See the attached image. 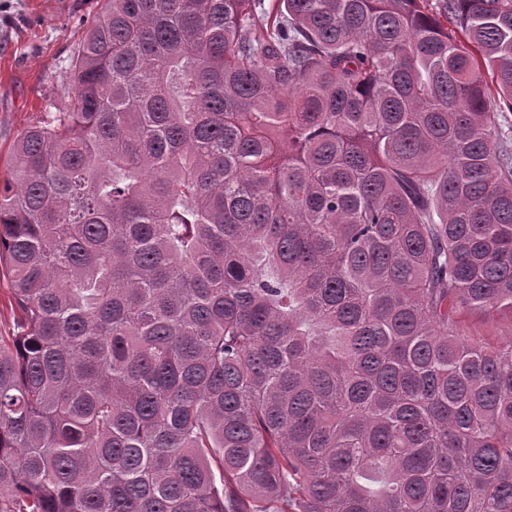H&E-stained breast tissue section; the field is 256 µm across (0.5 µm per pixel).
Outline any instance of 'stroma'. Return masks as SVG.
Returning <instances> with one entry per match:
<instances>
[{"label":"stroma","instance_id":"35a3bbf8","mask_svg":"<svg viewBox=\"0 0 512 512\" xmlns=\"http://www.w3.org/2000/svg\"><path fill=\"white\" fill-rule=\"evenodd\" d=\"M104 0H0V177L27 127L70 107L71 61Z\"/></svg>","mask_w":512,"mask_h":512}]
</instances>
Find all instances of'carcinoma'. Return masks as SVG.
Wrapping results in <instances>:
<instances>
[{
    "label": "carcinoma",
    "instance_id": "1",
    "mask_svg": "<svg viewBox=\"0 0 512 512\" xmlns=\"http://www.w3.org/2000/svg\"><path fill=\"white\" fill-rule=\"evenodd\" d=\"M105 3L0 184V512H512V0ZM10 284L7 277H0V336H12L15 316L10 310ZM15 316H14V315ZM511 327L510 318L504 317L493 322H484L482 319L476 317L470 318L468 321L467 331L473 334L487 336L490 340L498 339L505 341L510 336Z\"/></svg>",
    "mask_w": 512,
    "mask_h": 512
}]
</instances>
